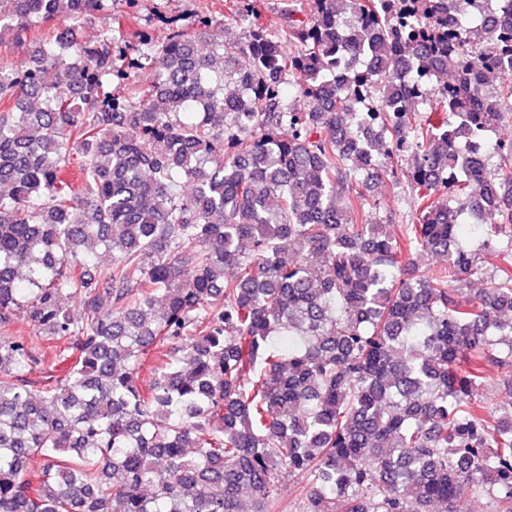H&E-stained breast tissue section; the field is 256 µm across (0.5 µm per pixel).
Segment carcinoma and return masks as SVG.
I'll return each instance as SVG.
<instances>
[{
	"label": "carcinoma",
	"instance_id": "1",
	"mask_svg": "<svg viewBox=\"0 0 512 512\" xmlns=\"http://www.w3.org/2000/svg\"><path fill=\"white\" fill-rule=\"evenodd\" d=\"M117 1L0 0L43 30L0 57V512H269L284 474L306 512H512V264L465 242L512 251V143L472 146L512 114L481 80L512 75V0H287L207 54L211 12L74 39ZM407 159L412 217L378 221ZM283 0H257V19L252 21L269 29L280 28L284 23L282 16ZM13 331L20 336H27L36 348H42L50 343V341L46 340L44 334L40 333L39 330L30 323L27 316L22 311L17 312Z\"/></svg>",
	"mask_w": 512,
	"mask_h": 512
}]
</instances>
